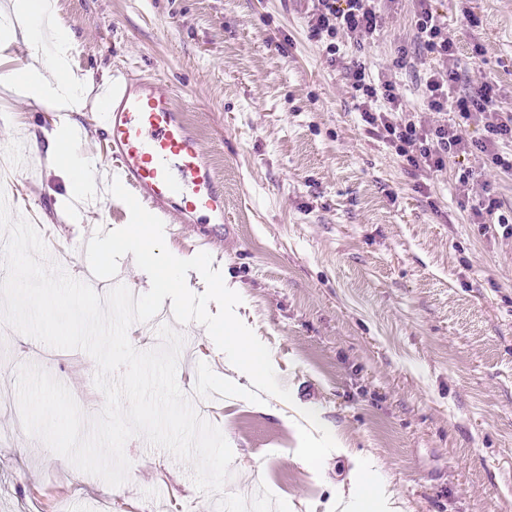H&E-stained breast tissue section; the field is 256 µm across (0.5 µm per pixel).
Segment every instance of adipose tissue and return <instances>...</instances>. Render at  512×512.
Here are the masks:
<instances>
[{
  "label": "adipose tissue",
  "mask_w": 512,
  "mask_h": 512,
  "mask_svg": "<svg viewBox=\"0 0 512 512\" xmlns=\"http://www.w3.org/2000/svg\"><path fill=\"white\" fill-rule=\"evenodd\" d=\"M11 14L20 24L0 28V63L13 60L16 46L23 45L31 50L26 65L13 73V91L38 110L81 111L96 75L89 71L81 82L72 80L74 35L58 17L57 0H13ZM48 139L49 167L66 181V194L60 200L59 214L70 224L87 222L89 216L79 204L97 195V159L73 150L70 124H56ZM162 233L163 227L159 224L145 221L122 224L100 240L99 250L105 256L115 249L132 253L148 271L153 287L175 294H189L190 277L204 278L206 264L196 254L156 255L152 245ZM208 329L212 348L223 352L224 364L231 371L227 377L216 374V381L230 385L238 376L250 382L265 381L269 359L264 348L231 322L212 323Z\"/></svg>",
  "instance_id": "obj_1"
}]
</instances>
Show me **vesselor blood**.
Wrapping results in <instances>:
<instances>
[{
	"label": "vessel or blood",
	"mask_w": 512,
	"mask_h": 512,
	"mask_svg": "<svg viewBox=\"0 0 512 512\" xmlns=\"http://www.w3.org/2000/svg\"><path fill=\"white\" fill-rule=\"evenodd\" d=\"M95 96L106 130L97 164L104 204L119 201L125 189L148 206L149 218L223 223L222 182L157 75L116 71Z\"/></svg>",
	"instance_id": "b4317fda"
}]
</instances>
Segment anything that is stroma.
Masks as SVG:
<instances>
[{
  "label": "stroma",
  "mask_w": 512,
  "mask_h": 512,
  "mask_svg": "<svg viewBox=\"0 0 512 512\" xmlns=\"http://www.w3.org/2000/svg\"><path fill=\"white\" fill-rule=\"evenodd\" d=\"M77 40L74 72H159L224 182V224L207 246L224 277V319L270 359L272 394H218L195 373L215 367L206 329L184 394L216 398L209 417L236 453L237 495L265 486L295 512H336L364 470L378 471L400 512H512V238L476 224L467 204L491 184L512 213V172L482 167L458 189L456 166L409 169L370 135L347 81L358 62L396 84L410 111L437 62L413 42L412 0H389L380 34L343 42L330 65L307 28V0H58ZM458 47L459 89L485 74L512 111V0H435ZM408 55L399 58L398 47ZM0 160L28 190L24 216L51 258L141 295L139 269L86 247L87 226L57 214L61 177L44 145L53 117L0 82ZM42 366L85 417L105 399L84 351ZM0 512H217L190 464L135 436L120 487L83 473L0 410Z\"/></svg>",
  "instance_id": "obj_1"
}]
</instances>
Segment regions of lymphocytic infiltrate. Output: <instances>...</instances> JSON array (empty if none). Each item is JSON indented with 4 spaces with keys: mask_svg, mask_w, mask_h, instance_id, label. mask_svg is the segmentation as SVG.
Returning <instances> with one entry per match:
<instances>
[{
    "mask_svg": "<svg viewBox=\"0 0 512 512\" xmlns=\"http://www.w3.org/2000/svg\"><path fill=\"white\" fill-rule=\"evenodd\" d=\"M387 0H313L309 29L313 38L323 42L327 56H336L337 36L359 44L384 28ZM414 38L421 48L433 55L438 68L423 79L424 111L443 115L440 123L428 124L408 112L392 80L370 79L365 65L349 69L350 89L360 99L361 118L368 130L389 144L404 162L416 171L439 172L447 159L459 158L463 164L457 181L468 185L479 172L467 166L468 156L482 154L490 166L512 171V112L503 111L496 82L478 76L467 94L455 92L460 79L456 66L454 41L440 21L432 0H415ZM482 121L486 131L479 140L466 139L468 122Z\"/></svg>",
    "mask_w": 512,
    "mask_h": 512,
    "instance_id": "1",
    "label": "lymphocytic infiltrate"
}]
</instances>
